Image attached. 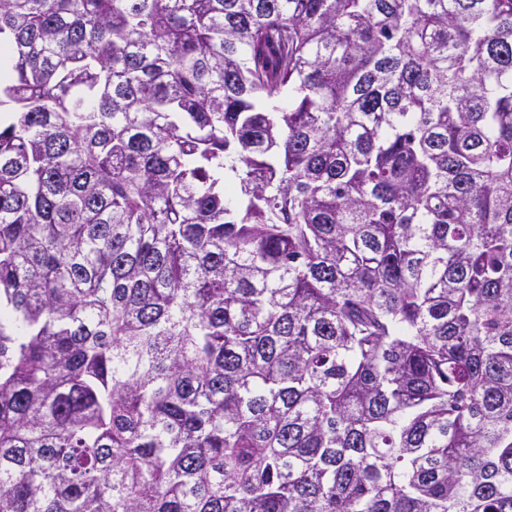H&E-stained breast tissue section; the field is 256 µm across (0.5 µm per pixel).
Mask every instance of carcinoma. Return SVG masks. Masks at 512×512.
<instances>
[{
	"label": "carcinoma",
	"instance_id": "cac0c4a2",
	"mask_svg": "<svg viewBox=\"0 0 512 512\" xmlns=\"http://www.w3.org/2000/svg\"><path fill=\"white\" fill-rule=\"evenodd\" d=\"M3 114L0 512H512V0H0Z\"/></svg>",
	"mask_w": 512,
	"mask_h": 512
}]
</instances>
